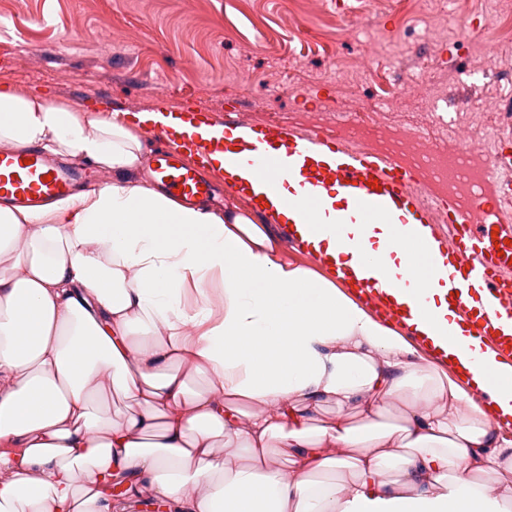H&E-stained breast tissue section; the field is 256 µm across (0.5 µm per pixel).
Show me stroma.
<instances>
[{"label":"stroma","mask_w":512,"mask_h":512,"mask_svg":"<svg viewBox=\"0 0 512 512\" xmlns=\"http://www.w3.org/2000/svg\"><path fill=\"white\" fill-rule=\"evenodd\" d=\"M346 2L0 0V84L138 112L238 107L261 130L369 110L424 145L512 141L477 119L512 112V11L472 35L491 0Z\"/></svg>","instance_id":"obj_1"}]
</instances>
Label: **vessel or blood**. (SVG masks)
Returning <instances> with one entry per match:
<instances>
[{
  "label": "vessel or blood",
  "instance_id": "vessel-or-blood-1",
  "mask_svg": "<svg viewBox=\"0 0 512 512\" xmlns=\"http://www.w3.org/2000/svg\"><path fill=\"white\" fill-rule=\"evenodd\" d=\"M151 137L159 144L148 179L166 187L174 196L199 200L209 195L211 181L203 177L201 162L215 153H230L234 163L259 170L267 178L299 174L316 204L323 192L333 189L350 198V221L363 217H392L406 227L425 223L409 192L411 183L404 166L390 157L369 151H340L336 164L317 162V155L335 145V137L322 131L297 133L280 130L267 137L239 140L236 146L223 139L194 140L171 127L154 128ZM76 174L34 148L0 151V201L38 207L67 196ZM449 223L455 224L454 241L447 252L455 270L448 276V299L460 321L471 326L488 348L512 364V333L504 332V319L512 318V231L501 228L494 202L474 194L469 204L451 198L444 203ZM480 224L472 233V224ZM343 275L366 293L396 325H404L410 308L393 303L385 283L382 258L361 260L358 268ZM480 289L479 306H472L464 291Z\"/></svg>",
  "mask_w": 512,
  "mask_h": 512
}]
</instances>
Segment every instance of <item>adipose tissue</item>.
Here are the masks:
<instances>
[{
    "label": "adipose tissue",
    "mask_w": 512,
    "mask_h": 512,
    "mask_svg": "<svg viewBox=\"0 0 512 512\" xmlns=\"http://www.w3.org/2000/svg\"><path fill=\"white\" fill-rule=\"evenodd\" d=\"M161 126L248 134L0 86V146L113 173L40 208L0 205V512H126L145 486L175 512H512V367L456 321L430 227L407 247L402 224L382 225L390 293L413 309L402 331L340 278L382 249L373 225L354 245L311 235L303 191L222 153L212 167L251 210L132 183L141 131ZM259 214L335 266L288 260ZM115 394L133 405L118 423L97 412ZM392 407L403 423L387 428Z\"/></svg>",
    "instance_id": "ef3b65f1"
}]
</instances>
